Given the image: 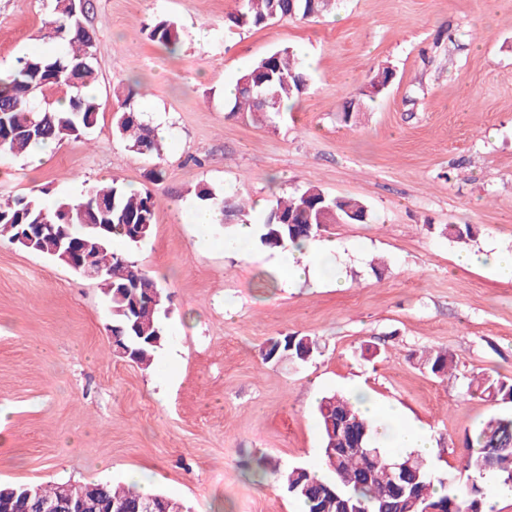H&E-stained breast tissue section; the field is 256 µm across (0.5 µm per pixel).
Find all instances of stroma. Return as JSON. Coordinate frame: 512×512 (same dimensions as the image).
<instances>
[{"label":"stroma","instance_id":"35a3bbf8","mask_svg":"<svg viewBox=\"0 0 512 512\" xmlns=\"http://www.w3.org/2000/svg\"><path fill=\"white\" fill-rule=\"evenodd\" d=\"M53 0H0V71L39 48ZM238 0H89L103 100L85 139L38 161L0 157V198L45 204L114 178L157 198L145 242L119 244L166 297L151 368L112 353L109 303L96 281L0 240V484L125 482L190 512H297L277 472L321 466L317 405L363 383L392 414L424 428L427 461L458 476L464 442L512 403L467 394L469 379H512V279L461 263L464 252L512 251V0H340L304 21L232 27ZM174 21L177 53L149 24ZM208 29L198 44L195 27ZM305 45L308 89L271 123L228 116L224 83L266 54ZM395 77L368 95L379 67ZM139 83L160 120L164 180L112 132V89ZM361 112L343 122L350 99ZM208 187L244 215L200 246L191 213ZM315 186L355 197L365 221L326 234L354 258L346 287L278 279V249H225L256 205ZM470 224L459 245L442 230ZM312 336L305 363L263 362L268 341ZM442 347L454 376L419 354Z\"/></svg>","mask_w":512,"mask_h":512}]
</instances>
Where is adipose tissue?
<instances>
[{"instance_id": "adipose-tissue-1", "label": "adipose tissue", "mask_w": 512, "mask_h": 512, "mask_svg": "<svg viewBox=\"0 0 512 512\" xmlns=\"http://www.w3.org/2000/svg\"><path fill=\"white\" fill-rule=\"evenodd\" d=\"M336 251L335 243L315 239L286 243L277 259L281 276L288 282L301 283L335 273L336 267L329 264L328 259ZM351 400L377 426L378 439L383 446L428 453L430 443L425 430L387 417L380 403L359 386H352Z\"/></svg>"}]
</instances>
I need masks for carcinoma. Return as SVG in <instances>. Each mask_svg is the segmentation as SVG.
<instances>
[{"label":"carcinoma","mask_w":512,"mask_h":512,"mask_svg":"<svg viewBox=\"0 0 512 512\" xmlns=\"http://www.w3.org/2000/svg\"><path fill=\"white\" fill-rule=\"evenodd\" d=\"M334 3L335 0H241L228 21L241 28L257 27L274 18L303 20L329 11ZM41 38L55 40L64 47L54 55L35 52L22 57L7 76L0 77L1 156L24 155L45 141H77L97 123L101 102L95 95L85 93L97 73L94 38L72 17L68 0H54L53 16L46 22ZM150 38L173 53L181 44L182 31L173 21L159 19L151 27ZM308 83L309 76L296 53L288 47L278 49L240 75L236 81L237 94L227 103L229 114H244L253 123L263 125L280 112L285 102L303 94ZM37 84L46 91H63L68 97V108L54 107L45 94H30V86ZM257 90L271 94L275 107L262 110L256 100ZM113 97V133L131 151L160 157L161 137L144 120L139 103L141 92L131 86H119L113 89ZM32 118L43 122L41 132L33 137L22 133ZM155 206V196L149 189L132 190L116 179L95 183L79 196L61 200L53 207L46 206L35 194L0 199V238L41 255L40 242L22 241L18 225L67 224L71 234L83 242L86 252L98 264L112 270V274L98 279L101 290L110 298L112 334L122 337L120 345H112V352L143 369L153 365L164 340L160 323L163 304L153 303L151 297V293L160 294L162 290L146 271L114 250L112 243L119 238L128 244H138L149 238ZM366 213L365 204L359 200L330 197L314 186L298 189L278 201L265 216L260 242L268 248H278L288 240L317 237L338 220L344 224L362 222ZM96 224H110L112 228L102 232L94 228ZM473 230L470 224L446 227L448 237L464 244L471 240ZM316 351L317 341L310 336H285L265 346L263 360L304 363ZM423 366L436 377L446 376L456 368L453 355L444 348L429 351ZM467 389L485 401H512V382L491 375L470 380ZM318 422L323 465H328V451L341 446L340 437L345 431L357 435L361 446L371 454L358 452L346 457L341 471L332 472L330 479L299 467L281 475L288 492L304 504L305 512H336L337 495L348 502L350 512H380L381 503L391 496L386 464L394 458L418 461V482L427 486V505L443 512H481L487 478L512 488V483H508L512 478V415L489 418L475 438L467 441L464 471L470 484L465 499L452 492L436 495L437 487L451 485L453 480L437 476L419 455L392 453L380 447L373 424L346 397H323ZM68 489L75 500L94 493L99 498L126 504L128 512H141L142 505L151 499L180 504L163 494L145 496L134 485L125 488L108 482L70 483Z\"/></svg>","instance_id":"obj_1"}]
</instances>
